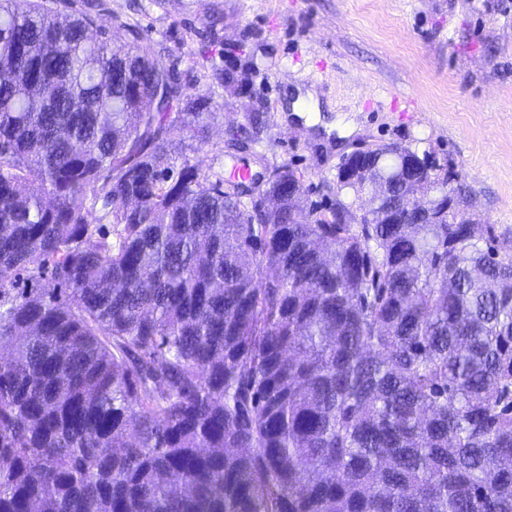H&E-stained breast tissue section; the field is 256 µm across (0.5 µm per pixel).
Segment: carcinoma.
Listing matches in <instances>:
<instances>
[{"label":"carcinoma","mask_w":512,"mask_h":512,"mask_svg":"<svg viewBox=\"0 0 512 512\" xmlns=\"http://www.w3.org/2000/svg\"><path fill=\"white\" fill-rule=\"evenodd\" d=\"M103 9L0 0V512H512L496 228L165 165L205 103Z\"/></svg>","instance_id":"1"}]
</instances>
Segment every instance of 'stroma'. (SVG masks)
<instances>
[{"mask_svg":"<svg viewBox=\"0 0 512 512\" xmlns=\"http://www.w3.org/2000/svg\"><path fill=\"white\" fill-rule=\"evenodd\" d=\"M108 3L101 27L135 26L205 98L207 138L189 164L224 176L288 165L305 206L326 212L346 155L408 146L455 174L500 246L512 243V0ZM297 87L315 91L320 125L292 112ZM243 126L254 140L232 152Z\"/></svg>","mask_w":512,"mask_h":512,"instance_id":"stroma-1","label":"stroma"}]
</instances>
